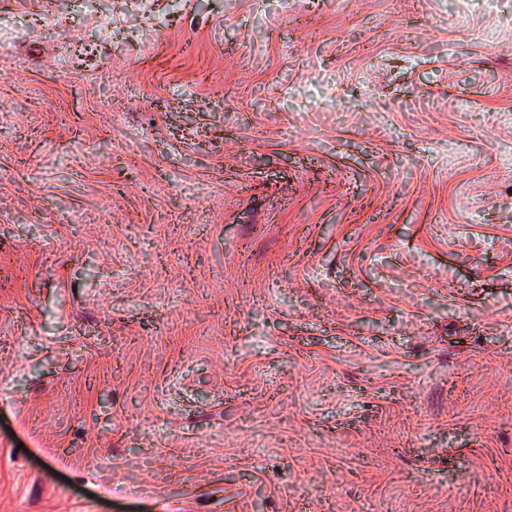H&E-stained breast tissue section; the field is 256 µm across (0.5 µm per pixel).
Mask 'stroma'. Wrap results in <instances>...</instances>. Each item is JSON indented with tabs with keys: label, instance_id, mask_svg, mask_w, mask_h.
<instances>
[{
	"label": "stroma",
	"instance_id": "35a3bbf8",
	"mask_svg": "<svg viewBox=\"0 0 512 512\" xmlns=\"http://www.w3.org/2000/svg\"><path fill=\"white\" fill-rule=\"evenodd\" d=\"M0 0V512H512V0Z\"/></svg>",
	"mask_w": 512,
	"mask_h": 512
}]
</instances>
